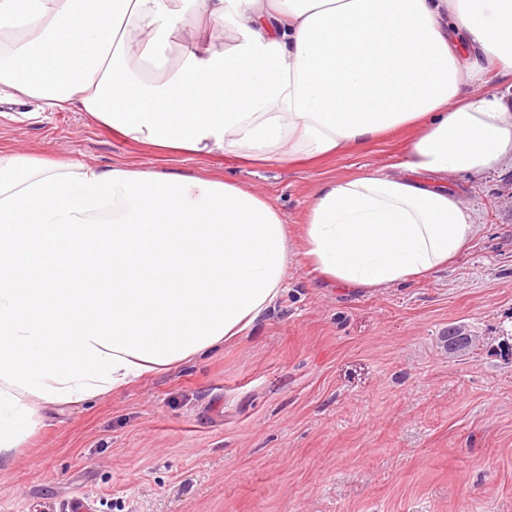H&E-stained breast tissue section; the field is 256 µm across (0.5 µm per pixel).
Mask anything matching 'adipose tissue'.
Here are the masks:
<instances>
[{
	"label": "adipose tissue",
	"mask_w": 512,
	"mask_h": 512,
	"mask_svg": "<svg viewBox=\"0 0 512 512\" xmlns=\"http://www.w3.org/2000/svg\"><path fill=\"white\" fill-rule=\"evenodd\" d=\"M512 0H0V102L70 109L162 151L318 158L412 130L323 183L301 228L323 283L420 280L468 247L438 188L512 167ZM288 226L250 186L0 150V467L40 406L121 390L277 301Z\"/></svg>",
	"instance_id": "1"
}]
</instances>
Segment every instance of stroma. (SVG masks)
<instances>
[{
  "label": "stroma",
  "mask_w": 512,
  "mask_h": 512,
  "mask_svg": "<svg viewBox=\"0 0 512 512\" xmlns=\"http://www.w3.org/2000/svg\"><path fill=\"white\" fill-rule=\"evenodd\" d=\"M0 150L230 176L298 237L325 181L397 161L403 135L316 161L162 153L85 113L22 119ZM474 211L448 269L375 291L318 284L294 257L284 289L233 341L89 401L45 406L8 467L0 512H512V170L452 176ZM473 338L449 352V327Z\"/></svg>",
  "instance_id": "1"
}]
</instances>
